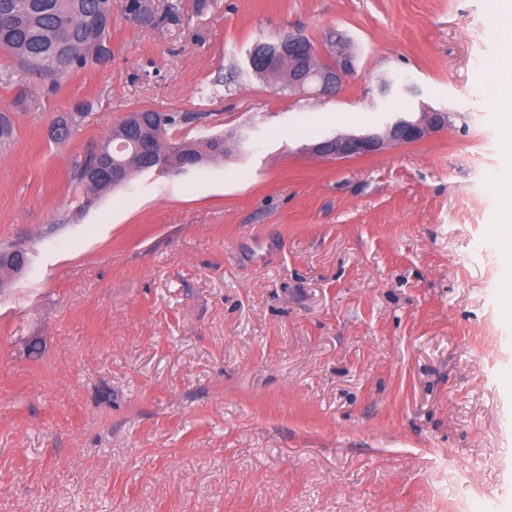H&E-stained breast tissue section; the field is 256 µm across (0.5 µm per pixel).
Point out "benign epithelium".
<instances>
[{"instance_id":"obj_1","label":"benign epithelium","mask_w":512,"mask_h":512,"mask_svg":"<svg viewBox=\"0 0 512 512\" xmlns=\"http://www.w3.org/2000/svg\"><path fill=\"white\" fill-rule=\"evenodd\" d=\"M124 12L130 22L147 26L156 15V0H127ZM304 49V35L294 32L280 38L269 56L291 62L288 68L290 89L302 93L310 91L320 97L335 95L353 69L344 41L336 38V47L327 50L330 64L324 68H316L312 61L305 60ZM449 121V113L425 109L415 120L399 119L386 124L381 132L338 135L315 144L312 150L320 157L336 160L372 155L391 145L417 142L447 128Z\"/></svg>"}]
</instances>
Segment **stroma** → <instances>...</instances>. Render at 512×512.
Listing matches in <instances>:
<instances>
[{"instance_id": "stroma-1", "label": "stroma", "mask_w": 512, "mask_h": 512, "mask_svg": "<svg viewBox=\"0 0 512 512\" xmlns=\"http://www.w3.org/2000/svg\"><path fill=\"white\" fill-rule=\"evenodd\" d=\"M181 3L166 29L112 0L108 62L0 83V245L29 256L0 281V512H512L494 0ZM292 31L349 39L335 96L253 74ZM424 106L450 126L312 151ZM142 109L225 155L85 203L74 163ZM449 121V112L425 109L416 120H396L381 132L337 135L315 144L312 150L317 156L336 160L372 155L391 145L417 142L447 128Z\"/></svg>"}]
</instances>
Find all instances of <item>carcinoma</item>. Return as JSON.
<instances>
[{
	"instance_id": "1",
	"label": "carcinoma",
	"mask_w": 512,
	"mask_h": 512,
	"mask_svg": "<svg viewBox=\"0 0 512 512\" xmlns=\"http://www.w3.org/2000/svg\"><path fill=\"white\" fill-rule=\"evenodd\" d=\"M111 8L110 0H0V53L14 60L15 71H7L4 78L13 80L14 72L22 74L57 77L69 72H78L96 62L86 48L92 44L106 47L109 41L110 27L106 20ZM184 21L182 5L172 0L164 12L155 17L152 26L178 27ZM254 72L260 78L288 89V64L270 66L259 56L252 62ZM140 114L145 127L131 132L127 139L134 142L146 138L143 150L131 146L119 147L123 139L115 125L100 148L112 156V160L124 163L127 175L135 171H144L153 156L159 155L165 162H181L187 156L196 160L219 158L226 152L224 135H214L197 143L184 140L162 145L155 140V132L167 131L176 124L172 115L142 110ZM76 128V120L61 117L50 131L55 140H64ZM15 137V126L10 116L0 112V145L10 144ZM89 161L77 162L72 171V180L83 188L85 193H95L112 187V182L97 178L91 174ZM25 254L18 245L0 248V274L15 273Z\"/></svg>"
}]
</instances>
